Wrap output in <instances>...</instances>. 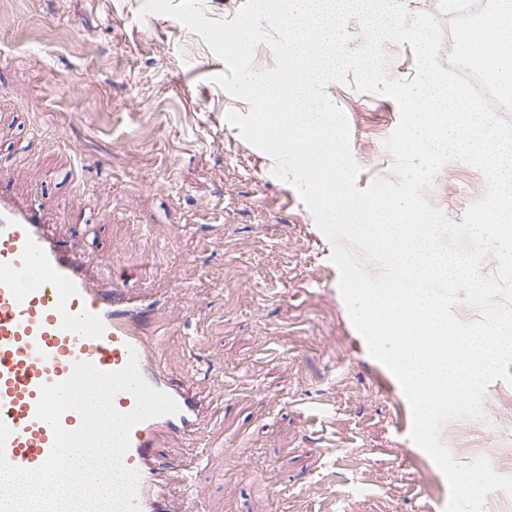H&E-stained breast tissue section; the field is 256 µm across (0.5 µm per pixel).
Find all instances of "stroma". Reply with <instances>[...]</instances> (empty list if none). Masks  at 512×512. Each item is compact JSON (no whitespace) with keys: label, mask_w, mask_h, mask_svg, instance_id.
<instances>
[{"label":"stroma","mask_w":512,"mask_h":512,"mask_svg":"<svg viewBox=\"0 0 512 512\" xmlns=\"http://www.w3.org/2000/svg\"><path fill=\"white\" fill-rule=\"evenodd\" d=\"M143 3L0 0V188L186 302L200 342L174 325L159 354L202 396L225 391L198 460L204 512H444L447 480L349 317L331 241L227 120L250 105L215 83L225 61ZM326 93L347 117L357 187L396 180L397 103L340 82ZM485 191L451 161L426 197L459 223ZM484 410L446 422L444 444L512 476V383L491 381Z\"/></svg>","instance_id":"1"}]
</instances>
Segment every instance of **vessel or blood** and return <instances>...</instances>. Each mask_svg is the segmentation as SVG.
Wrapping results in <instances>:
<instances>
[{
  "mask_svg": "<svg viewBox=\"0 0 512 512\" xmlns=\"http://www.w3.org/2000/svg\"><path fill=\"white\" fill-rule=\"evenodd\" d=\"M136 276H104L57 235L47 208L0 191V421L10 431L0 452L12 466H41L54 442L36 416L41 386L67 380L76 362L116 372L134 355L146 382L179 406L130 433L123 464L139 474V512H200L206 492L192 482L195 461H177L186 494L174 503L159 448L170 437L200 441L216 400L184 386L159 359L166 301L136 287Z\"/></svg>",
  "mask_w": 512,
  "mask_h": 512,
  "instance_id": "1",
  "label": "vessel or blood"
}]
</instances>
